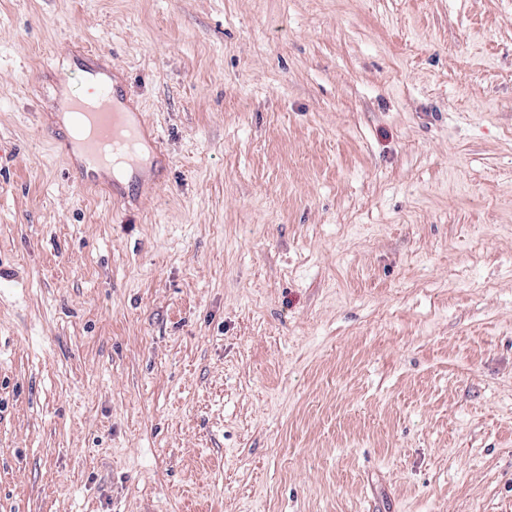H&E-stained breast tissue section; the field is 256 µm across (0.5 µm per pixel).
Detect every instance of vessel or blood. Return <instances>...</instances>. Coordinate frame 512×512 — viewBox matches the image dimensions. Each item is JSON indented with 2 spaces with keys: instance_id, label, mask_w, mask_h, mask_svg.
I'll return each instance as SVG.
<instances>
[{
  "instance_id": "vessel-or-blood-1",
  "label": "vessel or blood",
  "mask_w": 512,
  "mask_h": 512,
  "mask_svg": "<svg viewBox=\"0 0 512 512\" xmlns=\"http://www.w3.org/2000/svg\"><path fill=\"white\" fill-rule=\"evenodd\" d=\"M82 81L95 87L91 99H64L60 107L73 120L74 137L63 144L65 155L75 156L79 167L89 173L108 175L112 159L122 155L134 163L137 146L148 127L144 116L127 112L113 83L111 70L95 59L94 51L79 47L73 53Z\"/></svg>"
}]
</instances>
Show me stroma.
<instances>
[{"label":"stroma","instance_id":"1","mask_svg":"<svg viewBox=\"0 0 512 512\" xmlns=\"http://www.w3.org/2000/svg\"><path fill=\"white\" fill-rule=\"evenodd\" d=\"M0 512H512V0H0ZM73 57L78 64V76L82 81L95 85L90 100L63 99L60 107L73 120L74 134L71 143H63L62 152L72 158L73 145L78 150L74 160L86 173L99 172L107 177L112 170V158L122 152L129 165L135 161L137 145L149 124L144 115L126 112L124 99L115 89L112 71L99 61L98 52L77 47Z\"/></svg>","mask_w":512,"mask_h":512}]
</instances>
